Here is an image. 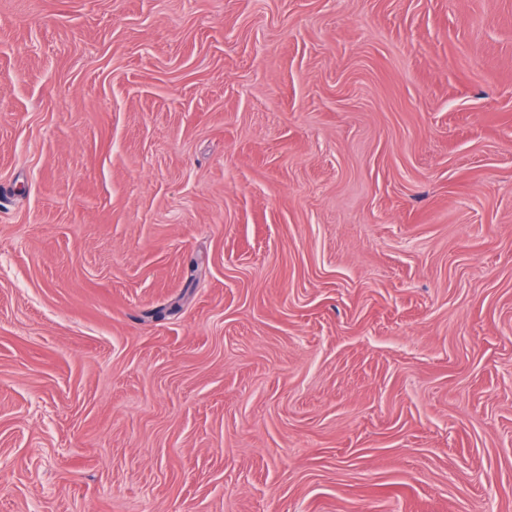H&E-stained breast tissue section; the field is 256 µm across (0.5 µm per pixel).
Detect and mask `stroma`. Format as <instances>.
Listing matches in <instances>:
<instances>
[{"instance_id": "stroma-1", "label": "stroma", "mask_w": 512, "mask_h": 512, "mask_svg": "<svg viewBox=\"0 0 512 512\" xmlns=\"http://www.w3.org/2000/svg\"><path fill=\"white\" fill-rule=\"evenodd\" d=\"M0 512H512V0H0Z\"/></svg>"}]
</instances>
